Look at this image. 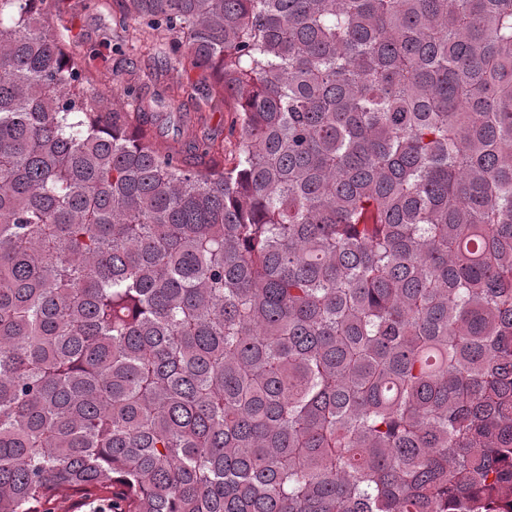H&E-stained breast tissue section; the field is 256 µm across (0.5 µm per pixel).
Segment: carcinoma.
Segmentation results:
<instances>
[{"instance_id": "obj_1", "label": "carcinoma", "mask_w": 512, "mask_h": 512, "mask_svg": "<svg viewBox=\"0 0 512 512\" xmlns=\"http://www.w3.org/2000/svg\"><path fill=\"white\" fill-rule=\"evenodd\" d=\"M50 2L0 0V512H498L512 0H123L230 168L103 110ZM112 486L106 485L96 488L87 494H77L72 489L61 488L51 499L41 504V511L47 512H99L104 509L107 502L112 500Z\"/></svg>"}]
</instances>
